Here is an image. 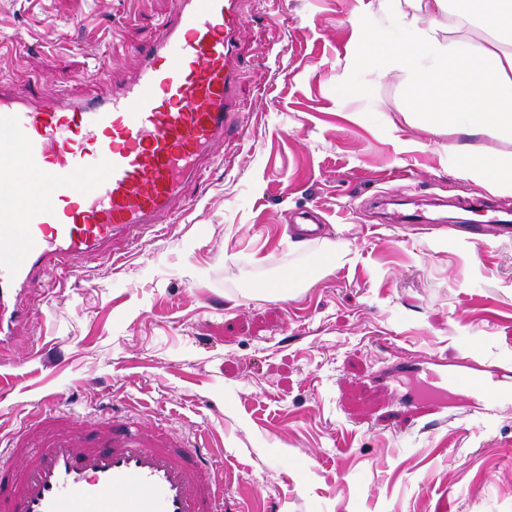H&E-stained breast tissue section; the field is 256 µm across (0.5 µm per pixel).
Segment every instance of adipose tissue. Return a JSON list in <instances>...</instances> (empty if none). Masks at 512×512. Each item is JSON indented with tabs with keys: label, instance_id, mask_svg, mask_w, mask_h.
<instances>
[{
	"label": "adipose tissue",
	"instance_id": "obj_1",
	"mask_svg": "<svg viewBox=\"0 0 512 512\" xmlns=\"http://www.w3.org/2000/svg\"><path fill=\"white\" fill-rule=\"evenodd\" d=\"M382 19L410 32L399 49L352 19L364 65L396 72L430 131L459 126L512 137V0H379ZM489 30L490 39L473 36ZM464 178L512 191V154L488 163L467 158Z\"/></svg>",
	"mask_w": 512,
	"mask_h": 512
}]
</instances>
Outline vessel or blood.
Instances as JSON below:
<instances>
[{"instance_id":"b4317fda","label":"vessel or blood","mask_w":512,"mask_h":512,"mask_svg":"<svg viewBox=\"0 0 512 512\" xmlns=\"http://www.w3.org/2000/svg\"><path fill=\"white\" fill-rule=\"evenodd\" d=\"M243 0H176L139 66L97 102L42 107L0 79V351L17 345L45 273L82 257L122 261L160 224L234 135ZM63 195L32 205L21 170ZM457 360L436 388L414 389L404 407L446 408L448 391L500 394ZM0 512H234L218 464L169 433L124 423L39 417L0 457Z\"/></svg>"}]
</instances>
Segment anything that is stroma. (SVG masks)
I'll list each match as a JSON object with an SVG mask.
<instances>
[{
  "mask_svg": "<svg viewBox=\"0 0 512 512\" xmlns=\"http://www.w3.org/2000/svg\"><path fill=\"white\" fill-rule=\"evenodd\" d=\"M175 0H0V78L53 103L104 98ZM378 0H246L239 84L247 144L216 148L200 201L121 263L54 270L0 357V437L43 411L117 415L204 445L243 512H512V399L406 413L395 362L512 381V238L401 231L371 204L453 222L432 197L494 198L465 157L512 138L429 131L397 73L356 66L351 20L394 48ZM407 169L411 179H397ZM325 235L298 243L292 217ZM347 255L331 263L326 243ZM309 276L280 294L291 271ZM46 347V360L30 357Z\"/></svg>",
  "mask_w": 512,
  "mask_h": 512,
  "instance_id": "35a3bbf8",
  "label": "stroma"
}]
</instances>
